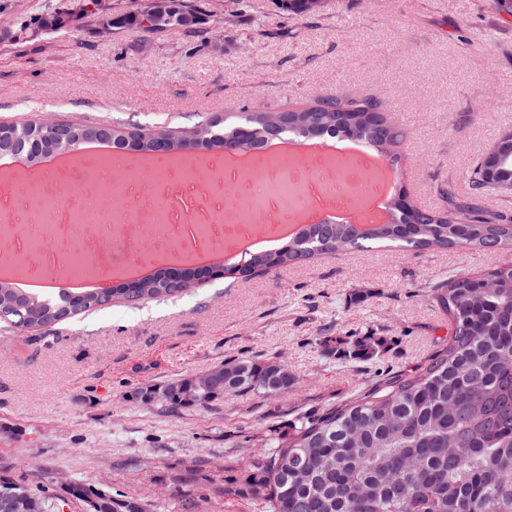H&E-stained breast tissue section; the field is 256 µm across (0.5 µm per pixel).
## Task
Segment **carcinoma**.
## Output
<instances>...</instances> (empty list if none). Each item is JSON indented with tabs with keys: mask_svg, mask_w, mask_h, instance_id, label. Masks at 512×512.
Instances as JSON below:
<instances>
[{
	"mask_svg": "<svg viewBox=\"0 0 512 512\" xmlns=\"http://www.w3.org/2000/svg\"><path fill=\"white\" fill-rule=\"evenodd\" d=\"M309 0H272L284 15L310 13ZM176 21L152 18L143 2L113 24L144 34L172 27L199 35L203 11L190 0H170ZM384 101L370 95L323 97L303 111L251 110L211 116L169 136L167 151L221 155L229 148L260 150L283 136L297 140L362 142L395 166L408 137L403 124L388 125ZM70 147L107 142L118 154L157 150L151 135L120 124H67ZM0 137V154L24 155L36 164L56 150L52 134L37 122L10 124ZM494 150L469 170L470 195L501 193L512 181V144L496 139ZM440 209L416 206L402 188L389 198L386 218L359 224H304L271 248L255 251L242 265L224 266V278L258 274L311 261L326 254L368 251L376 245L493 251L512 247V216L463 200L453 183H438ZM215 278L205 266H159L136 279H123L104 296L85 292L72 300L41 299L0 280V320L15 327L44 326L99 309L114 300L145 302L175 296ZM430 296L448 316V347L422 369L318 417L291 433L268 439V450L246 459V489H224L248 498L264 512H512V265L482 275L461 274L435 283ZM347 345L360 358L372 356L382 340L372 336ZM208 385L183 378L175 385L139 392L142 403L162 400L172 407H204L226 396L288 393L295 379L275 361H230L207 372ZM72 498L89 512H145L141 500L116 502L108 494L77 484ZM32 497L38 512H62L56 500L31 493L0 477V502Z\"/></svg>",
	"mask_w": 512,
	"mask_h": 512,
	"instance_id": "cac0c4a2",
	"label": "carcinoma"
}]
</instances>
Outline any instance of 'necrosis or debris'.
<instances>
[{"instance_id":"1","label":"necrosis or debris","mask_w":512,"mask_h":512,"mask_svg":"<svg viewBox=\"0 0 512 512\" xmlns=\"http://www.w3.org/2000/svg\"><path fill=\"white\" fill-rule=\"evenodd\" d=\"M216 178L221 187L200 199L191 189L194 179ZM288 179L303 198L326 201L338 180L356 191L367 188L360 165L337 173L327 163L293 165ZM116 183L119 193L136 196V203L117 207L101 197L104 184ZM237 187L239 199L253 202L263 210L278 214L279 223H288L292 210L287 195L257 194L253 181L212 158L210 168L188 176L184 167L154 172L153 192H138L137 178L117 180L115 161H97L93 166L60 170L36 187L18 186L0 180V242L10 246L16 262H24L31 252L41 256L39 266H54L59 260L92 255L96 268L119 269L133 262L127 240L137 236L149 255L188 249L196 244L231 247L241 239H255L261 230L245 221L236 201L225 198L223 184ZM39 266L27 268L33 277Z\"/></svg>"}]
</instances>
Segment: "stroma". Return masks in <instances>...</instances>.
Masks as SVG:
<instances>
[{"mask_svg":"<svg viewBox=\"0 0 512 512\" xmlns=\"http://www.w3.org/2000/svg\"><path fill=\"white\" fill-rule=\"evenodd\" d=\"M130 2L98 0L88 18L81 0H0V124L119 122L152 134L247 107L369 94L407 125L402 184L428 207L442 204L434 181L467 192L469 166L512 129V13L497 0H325L305 17L271 0H201L206 38L103 34L97 18ZM58 13L69 30L37 28ZM511 264V249L378 248L41 327L0 323V477L48 490L66 512L87 510L70 483L140 498L150 512H261L224 494L244 486L249 453L423 367L448 342L430 285ZM331 336L384 344L355 359L326 348ZM234 360L284 363L296 384L191 409L137 397Z\"/></svg>","mask_w":512,"mask_h":512,"instance_id":"35a3bbf8","label":"stroma"}]
</instances>
